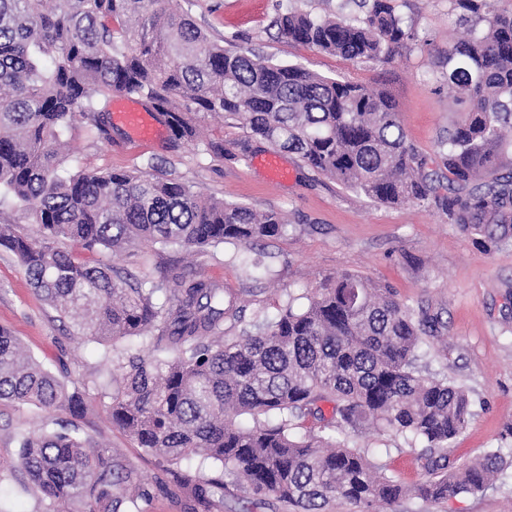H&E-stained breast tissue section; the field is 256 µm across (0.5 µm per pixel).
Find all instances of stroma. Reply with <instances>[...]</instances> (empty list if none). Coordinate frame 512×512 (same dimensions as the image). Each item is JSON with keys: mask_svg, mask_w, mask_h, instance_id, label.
I'll return each instance as SVG.
<instances>
[{"mask_svg": "<svg viewBox=\"0 0 512 512\" xmlns=\"http://www.w3.org/2000/svg\"><path fill=\"white\" fill-rule=\"evenodd\" d=\"M176 10L191 13L211 38L225 46L252 49L276 64H295L311 71L347 78L386 90L398 107L407 142L437 167L438 143L460 118L461 108L441 78L448 44L465 35L451 0H398V12L417 34L387 59L350 62L316 48L288 42L272 28L282 12L333 14L346 21L363 18L354 0H172ZM64 165L74 171L134 170L154 158L164 171L197 191L259 211L281 212L284 232L262 242L259 250L224 244L186 249L149 245L120 253L87 251L70 241L62 250L77 261L127 268L133 274L164 282L175 273L216 281L244 306L247 316L272 315L287 293L302 294L323 278L351 272L386 283L414 311L438 320L426 337L423 369L448 376L463 386L472 401V416L452 442L448 456L459 466L496 451L505 459L494 488L463 493L445 502L402 499L392 512H512V249L486 250L450 224L435 201L385 206L343 188L286 155L293 172L277 182L255 165L268 147L255 143L251 157L219 160L193 146L172 147L170 133L135 145L121 125L111 141H94L82 127L65 134ZM0 327L22 340L27 351L66 384L84 386L88 408L80 418L67 410L46 413L31 405L0 403V483L6 494L0 512H46L39 494L24 487L18 437L23 432L53 429L55 422L75 420L94 448L109 451L131 479L152 493L148 512H206L188 490L158 492L170 482L165 461L147 455L108 418L107 397L99 383L109 363L100 345L73 334L62 318L31 288L22 267L0 250ZM351 445L367 448L376 463L400 484L409 486L424 474L420 445L401 435L359 427Z\"/></svg>", "mask_w": 512, "mask_h": 512, "instance_id": "1", "label": "stroma"}]
</instances>
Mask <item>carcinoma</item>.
<instances>
[{"mask_svg":"<svg viewBox=\"0 0 512 512\" xmlns=\"http://www.w3.org/2000/svg\"><path fill=\"white\" fill-rule=\"evenodd\" d=\"M483 27L448 45L442 73L464 105L439 143L448 193L437 194L426 159L407 143L392 97L300 65L274 64L211 39L169 0H0V193L34 227L0 225L30 285L77 334L109 346L105 386L112 424L147 454L172 465L179 488L216 505L215 494L272 496L294 512H326L338 497L380 512L404 497L446 501L492 486L503 459L487 452L455 469L447 448L464 430L467 391L422 373L417 351L437 319L417 317L391 288L359 274L328 277L288 296L277 315L251 329L208 279L155 284L124 268L87 265L62 239L113 252L144 243L232 244L249 249L280 235L276 211L204 196L170 178L153 159L135 171L68 172L60 138L81 121L109 139L107 104L116 93L144 100L176 141L219 159L238 154L205 139L195 116L240 121L251 141L297 155L320 175L377 203L436 199L448 221L487 249L512 245V173L495 176L512 132V11L500 0H452ZM288 41L344 60L385 59L414 39L397 0H372L353 24L332 15L284 12L271 22ZM138 337L148 352L116 342ZM79 416L86 393L68 388L0 329V402ZM322 402L334 403L326 417ZM248 415L251 423L237 418ZM423 444L425 473L405 487L369 449L338 437L362 425ZM18 467L51 508L144 512L146 489L90 449L77 425L19 436ZM218 473L189 482L182 465Z\"/></svg>","mask_w":512,"mask_h":512,"instance_id":"1","label":"carcinoma"}]
</instances>
